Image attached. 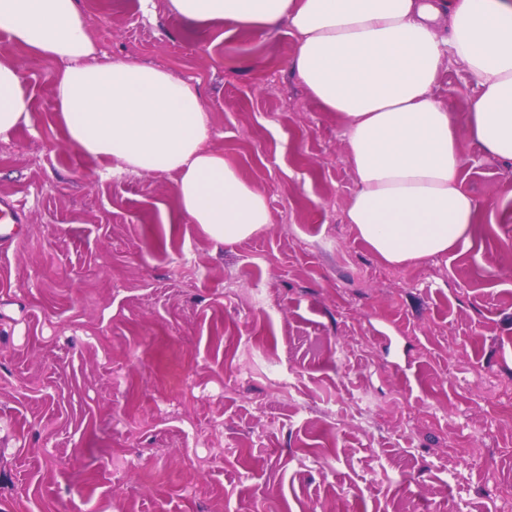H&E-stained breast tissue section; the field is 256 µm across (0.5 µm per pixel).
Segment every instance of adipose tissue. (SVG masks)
I'll use <instances>...</instances> for the list:
<instances>
[{"instance_id": "1", "label": "adipose tissue", "mask_w": 512, "mask_h": 512, "mask_svg": "<svg viewBox=\"0 0 512 512\" xmlns=\"http://www.w3.org/2000/svg\"><path fill=\"white\" fill-rule=\"evenodd\" d=\"M186 24L297 35L293 70L346 121L357 185L345 208L370 250L403 266L467 241L479 205L470 159L434 89L448 58L477 89L472 140L512 161V0H169ZM0 31L62 62L54 110L69 142L114 169L176 177L179 208L212 240H245L272 221L267 198L209 144L196 85L137 61L96 62L78 0H0ZM29 119L28 90L0 56V135Z\"/></svg>"}]
</instances>
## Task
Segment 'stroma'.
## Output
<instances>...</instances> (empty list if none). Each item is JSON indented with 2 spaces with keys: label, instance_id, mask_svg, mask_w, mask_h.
<instances>
[{
  "label": "stroma",
  "instance_id": "1",
  "mask_svg": "<svg viewBox=\"0 0 512 512\" xmlns=\"http://www.w3.org/2000/svg\"><path fill=\"white\" fill-rule=\"evenodd\" d=\"M102 60L195 84L212 147L273 222L233 244L165 175L112 173L53 111L60 62L0 32L30 97L0 136V512H512V162L468 134V242L393 268L346 224L345 122L292 70L296 37L188 30L169 0H79ZM27 216L23 208L15 201L0 199V246L11 245L25 231Z\"/></svg>",
  "mask_w": 512,
  "mask_h": 512
}]
</instances>
